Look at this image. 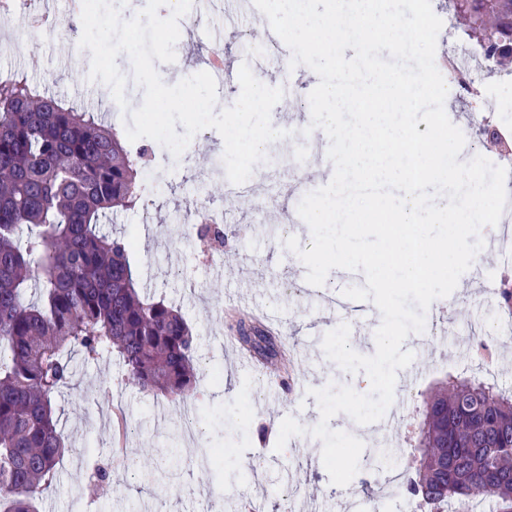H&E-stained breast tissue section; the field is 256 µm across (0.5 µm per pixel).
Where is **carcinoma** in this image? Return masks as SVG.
I'll return each instance as SVG.
<instances>
[{
	"mask_svg": "<svg viewBox=\"0 0 512 512\" xmlns=\"http://www.w3.org/2000/svg\"><path fill=\"white\" fill-rule=\"evenodd\" d=\"M465 34L501 68L512 62V0H448ZM150 149L97 112L49 96L27 77L0 79V512H39L67 448L53 398L73 380L69 354L116 352L128 383L183 398L196 392L193 328L174 306L142 294L132 242L105 234L108 213L143 201ZM38 294L28 299V291ZM251 355L282 357V337L239 321ZM420 457L406 480L424 512H512V393L452 377L425 401Z\"/></svg>",
	"mask_w": 512,
	"mask_h": 512,
	"instance_id": "1",
	"label": "carcinoma"
}]
</instances>
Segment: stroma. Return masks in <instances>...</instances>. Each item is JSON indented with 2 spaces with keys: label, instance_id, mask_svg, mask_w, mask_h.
Masks as SVG:
<instances>
[{
  "label": "stroma",
  "instance_id": "35a3bbf8",
  "mask_svg": "<svg viewBox=\"0 0 512 512\" xmlns=\"http://www.w3.org/2000/svg\"><path fill=\"white\" fill-rule=\"evenodd\" d=\"M221 22L211 11H189L179 21L180 38L172 67L192 75L211 52V29ZM91 53L81 49L78 36L63 35L60 28L35 29L22 20L21 12L0 13V72L14 70L27 75L45 94L58 96L76 107H85L86 97L97 99L118 129L126 122L118 105L103 102L102 84L90 80ZM512 124V75H485L475 94L457 93L447 109L451 122L463 130L468 142L478 145L481 155L499 163L498 151L482 146L475 115ZM224 141L214 129L190 143L181 156L169 150H152L148 164L158 193L133 211L108 217L104 232H117L132 240L130 262L140 288L148 296L164 298L176 306L197 336L196 355L206 372L201 392L206 405L195 399L169 398L140 391L119 382L121 364L105 354L85 360L73 353L72 383L54 399L59 426L72 445L60 463V482L46 493L42 512H201L202 507L231 512L243 497L263 504V512H293L296 504L309 502L312 512H345L354 501V512H406L407 493L402 486H388L392 472L404 471L416 455V438L423 403L428 394L445 384L449 373L460 366L482 371L498 386L512 389V334L494 337L495 355L487 368H479L471 354L469 337L484 335L491 317L499 315L497 301L475 279L501 278L512 272L495 250L479 251L477 276L463 274L455 291L436 300L426 312L427 332L408 336L403 350L413 352L420 374L413 379L398 376L389 414L398 416L396 429L376 435L365 443L386 453L380 466H360L346 493L332 490L322 463L321 441L305 435L291 438L283 451L275 443L285 417H294L310 428L320 420V409L311 388L345 385L349 374L329 360L322 348L324 335L343 323L348 314L327 302L284 292V281H297L304 268L296 254L284 245L281 235L258 236L255 224L295 226L301 219L298 199L269 196L266 181L293 176L288 148L259 162L250 195L224 199V175L213 174L222 159ZM207 205L223 211L226 224L239 233L230 239L219 264L199 258L196 238L182 230L187 208ZM244 298L255 299L276 315L288 344L300 357L293 362V375L304 393L285 392L270 396L261 374L250 365L235 364L225 351L224 325ZM122 411L127 425L130 463H118L108 488L86 498L81 489L87 481L86 465L106 455L111 446L108 420ZM202 428L198 443L182 434L186 419ZM222 450L219 471L192 466L196 448ZM179 453L184 465L168 483L144 485L140 470L152 461Z\"/></svg>",
  "mask_w": 512,
  "mask_h": 512
}]
</instances>
